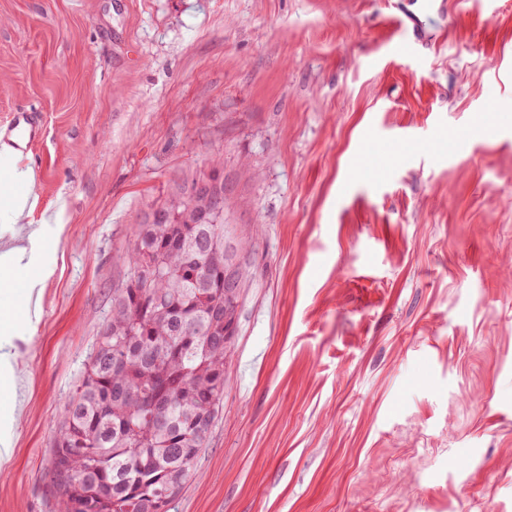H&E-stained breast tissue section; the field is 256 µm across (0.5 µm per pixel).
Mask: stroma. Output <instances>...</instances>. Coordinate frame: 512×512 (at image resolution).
Returning a JSON list of instances; mask_svg holds the SVG:
<instances>
[{"label": "stroma", "instance_id": "obj_1", "mask_svg": "<svg viewBox=\"0 0 512 512\" xmlns=\"http://www.w3.org/2000/svg\"><path fill=\"white\" fill-rule=\"evenodd\" d=\"M31 106L22 161L62 215L22 410L0 402V512H57L56 431L129 243L215 156L248 277L169 512H512V120L470 133L512 107V0H0V143ZM10 131L15 138L26 140L25 150L34 142L40 140L42 130L34 112H26L24 115L15 116L10 125Z\"/></svg>", "mask_w": 512, "mask_h": 512}]
</instances>
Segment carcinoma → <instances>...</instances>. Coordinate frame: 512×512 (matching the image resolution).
<instances>
[{"instance_id": "carcinoma-1", "label": "carcinoma", "mask_w": 512, "mask_h": 512, "mask_svg": "<svg viewBox=\"0 0 512 512\" xmlns=\"http://www.w3.org/2000/svg\"><path fill=\"white\" fill-rule=\"evenodd\" d=\"M210 224H141L112 315L97 336L52 450L60 512H148L157 487L180 492L224 401L232 343H224V269L205 266ZM187 246L173 250L172 241ZM149 249L160 270L145 287Z\"/></svg>"}]
</instances>
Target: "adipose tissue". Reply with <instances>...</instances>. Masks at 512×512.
Listing matches in <instances>:
<instances>
[{
  "mask_svg": "<svg viewBox=\"0 0 512 512\" xmlns=\"http://www.w3.org/2000/svg\"><path fill=\"white\" fill-rule=\"evenodd\" d=\"M36 175L20 166L17 151L0 146V203L10 209L14 223L25 225V242L0 248V396L18 401L19 385L14 371L16 343L38 318L40 287L53 270L36 261L43 248V227L60 221L59 213H43L39 223L28 218L38 204L32 188Z\"/></svg>",
  "mask_w": 512,
  "mask_h": 512,
  "instance_id": "ef3b65f1",
  "label": "adipose tissue"
}]
</instances>
